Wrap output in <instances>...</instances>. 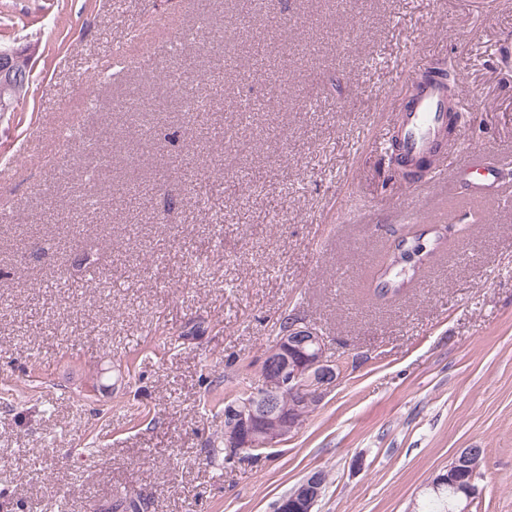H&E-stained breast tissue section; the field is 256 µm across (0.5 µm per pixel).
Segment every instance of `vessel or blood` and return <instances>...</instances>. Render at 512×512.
Segmentation results:
<instances>
[{
	"label": "vessel or blood",
	"instance_id": "vessel-or-blood-1",
	"mask_svg": "<svg viewBox=\"0 0 512 512\" xmlns=\"http://www.w3.org/2000/svg\"><path fill=\"white\" fill-rule=\"evenodd\" d=\"M448 121V87L437 81L416 83L410 105L399 113L396 132L400 137L403 151L409 158L417 159L427 154ZM500 168L484 158L471 156L461 171L435 172L437 181L448 186H459L472 177L481 181H498Z\"/></svg>",
	"mask_w": 512,
	"mask_h": 512
}]
</instances>
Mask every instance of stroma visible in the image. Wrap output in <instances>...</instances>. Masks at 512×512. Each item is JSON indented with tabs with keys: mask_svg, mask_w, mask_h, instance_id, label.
<instances>
[{
	"mask_svg": "<svg viewBox=\"0 0 512 512\" xmlns=\"http://www.w3.org/2000/svg\"><path fill=\"white\" fill-rule=\"evenodd\" d=\"M238 4L0 0V46L35 50L0 116V512L129 494L148 512H273L315 471L314 512H410L464 448L484 451L471 512H512V193L452 196L391 161L413 83L442 65L467 89L453 141L512 161V0H275L287 67L202 82L217 42L249 59ZM174 67L211 108L155 114L177 138L142 151L127 104ZM105 139L115 194L91 214L86 155ZM176 154L191 164L166 188L122 194ZM438 222L470 231L376 299L389 243ZM287 316L324 337L335 386L258 460L217 455L225 394L257 379Z\"/></svg>",
	"mask_w": 512,
	"mask_h": 512,
	"instance_id": "stroma-1",
	"label": "stroma"
}]
</instances>
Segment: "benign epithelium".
Segmentation results:
<instances>
[{"instance_id":"obj_1","label":"benign epithelium","mask_w":512,"mask_h":512,"mask_svg":"<svg viewBox=\"0 0 512 512\" xmlns=\"http://www.w3.org/2000/svg\"><path fill=\"white\" fill-rule=\"evenodd\" d=\"M32 60L29 47H0V113L11 111L13 97L29 85ZM262 375L244 396L230 401L224 410V445L240 448H269L284 440L300 423L303 412L316 406L322 395L336 384L339 368L325 357L322 336L300 321L288 325V333L267 351ZM288 395V405L282 395ZM481 465L478 448H465L448 464L447 472L434 477L427 487L439 493L457 486L456 477L468 471L476 474ZM322 487L321 472L303 479L300 488L280 498L273 512H312Z\"/></svg>"}]
</instances>
